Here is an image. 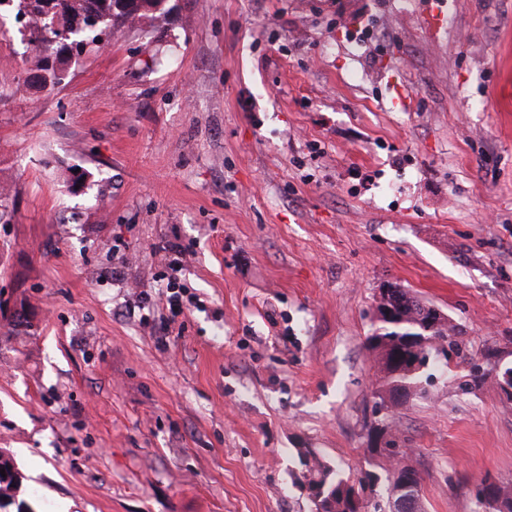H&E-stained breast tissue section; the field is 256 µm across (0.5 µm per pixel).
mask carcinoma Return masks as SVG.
Returning a JSON list of instances; mask_svg holds the SVG:
<instances>
[{
	"instance_id": "carcinoma-1",
	"label": "carcinoma",
	"mask_w": 512,
	"mask_h": 512,
	"mask_svg": "<svg viewBox=\"0 0 512 512\" xmlns=\"http://www.w3.org/2000/svg\"><path fill=\"white\" fill-rule=\"evenodd\" d=\"M166 0H53L48 6L47 0H0V16L5 12L15 13V19L23 18L29 29L32 41L42 48L48 57L35 63V72H44L38 81L43 87L60 85L61 78L68 72L73 56L72 47L84 48L100 42L102 36L112 34L116 27H135L151 23L164 13ZM69 34L62 44L55 41L58 32ZM400 315L405 324L392 326L381 324L366 337L368 350L374 356L377 367L379 387L374 391L379 407L386 400H393L400 393L423 397L426 395L424 382L433 378L429 370L445 369L452 357H465L458 327L445 321L440 329L431 334L439 345L436 353L423 356L419 360V371H410L403 366L393 365L392 351L395 341L414 337L411 323L418 321L426 304L409 292H403ZM299 459L306 470L307 489H318L322 493L324 512H366L367 504L355 493V486H364L373 481V474L362 473L358 483L341 470L332 467L321 458L313 448H301ZM0 499L6 503L1 510L13 505L15 512L26 500L20 497L25 476L17 467L12 455L0 451ZM420 483L416 473L401 479H390L385 503H374L373 512H421L418 507ZM478 512H512V481L483 483L477 495Z\"/></svg>"
}]
</instances>
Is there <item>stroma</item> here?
Returning a JSON list of instances; mask_svg holds the SVG:
<instances>
[{
    "label": "stroma",
    "mask_w": 512,
    "mask_h": 512,
    "mask_svg": "<svg viewBox=\"0 0 512 512\" xmlns=\"http://www.w3.org/2000/svg\"><path fill=\"white\" fill-rule=\"evenodd\" d=\"M447 2L430 37L418 0H167L58 88L0 17V448L33 512H311L300 448L386 498L387 282L469 358L398 416L422 512L512 481V0Z\"/></svg>",
    "instance_id": "35a3bbf8"
}]
</instances>
